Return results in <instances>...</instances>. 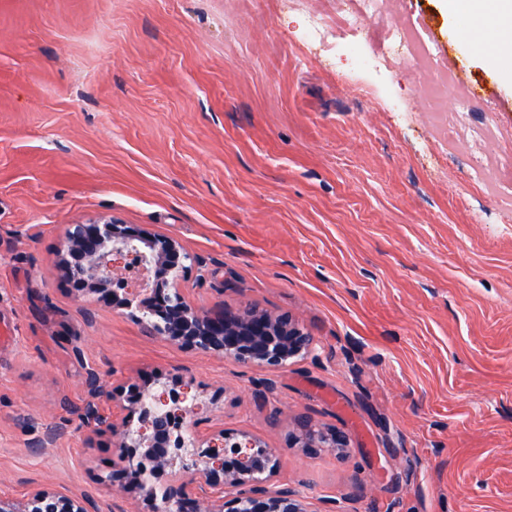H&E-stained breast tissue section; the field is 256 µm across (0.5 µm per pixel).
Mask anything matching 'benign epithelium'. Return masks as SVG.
<instances>
[{
  "mask_svg": "<svg viewBox=\"0 0 512 512\" xmlns=\"http://www.w3.org/2000/svg\"><path fill=\"white\" fill-rule=\"evenodd\" d=\"M137 260L153 270L154 283L142 302L157 321L147 326L182 346L214 352L242 363L281 368L313 349L314 340L288 313L278 315L245 305L236 309L199 311L181 292V280L201 264L179 239L170 234H147L112 218L74 224L67 235L60 263L67 279L81 292L115 294L116 263ZM182 379L147 386L127 403L123 428L88 405L85 417L96 432L120 435L126 469L121 477L144 492L151 512H313L297 491L272 488L269 477L278 467L272 450L248 434L231 438L218 433V441L204 443L186 436L185 425L196 409L195 400L179 389ZM89 394L117 402V393L90 373ZM137 427H132V422ZM293 443L311 452L349 447V437L323 430L307 419L297 424ZM174 470L157 492L152 480ZM231 499L224 500L226 494ZM90 500L49 488L31 491L23 500L0 495V512H88Z\"/></svg>",
  "mask_w": 512,
  "mask_h": 512,
  "instance_id": "1",
  "label": "benign epithelium"
}]
</instances>
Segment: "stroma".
<instances>
[{
    "mask_svg": "<svg viewBox=\"0 0 512 512\" xmlns=\"http://www.w3.org/2000/svg\"><path fill=\"white\" fill-rule=\"evenodd\" d=\"M336 0H0V492L49 486L98 512H149L111 434L84 417L112 388L179 374L201 437L249 434L315 512H512V206L475 185L399 60L366 70L302 38ZM476 99L490 162L512 155L498 18L388 0ZM112 217L201 258L195 308L287 312L315 340L271 369L146 335L77 296L70 225ZM345 456L291 445L298 418ZM58 431L52 447L35 442Z\"/></svg>",
    "mask_w": 512,
    "mask_h": 512,
    "instance_id": "stroma-1",
    "label": "stroma"
}]
</instances>
